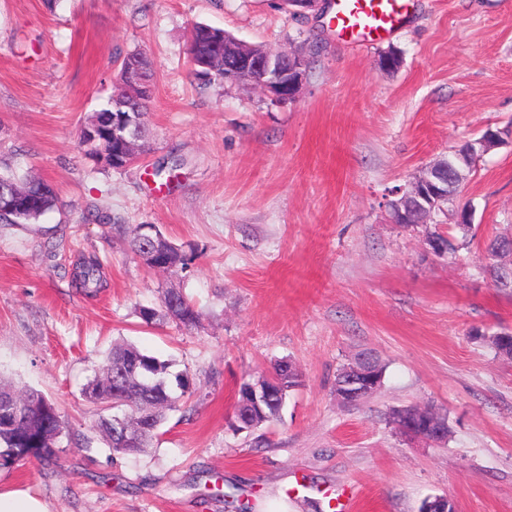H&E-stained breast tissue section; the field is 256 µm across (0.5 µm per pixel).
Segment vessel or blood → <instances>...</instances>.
I'll list each match as a JSON object with an SVG mask.
<instances>
[{
	"label": "vessel or blood",
	"instance_id": "b4317fda",
	"mask_svg": "<svg viewBox=\"0 0 512 512\" xmlns=\"http://www.w3.org/2000/svg\"><path fill=\"white\" fill-rule=\"evenodd\" d=\"M412 7L413 0H336L332 22L342 38L367 45L400 29Z\"/></svg>",
	"mask_w": 512,
	"mask_h": 512
}]
</instances>
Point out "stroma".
Wrapping results in <instances>:
<instances>
[{
	"mask_svg": "<svg viewBox=\"0 0 512 512\" xmlns=\"http://www.w3.org/2000/svg\"><path fill=\"white\" fill-rule=\"evenodd\" d=\"M412 21L368 46L329 19H294L284 0H0V165L50 183L66 207L0 223V381L42 392L67 428L61 468L34 458L0 469L50 512H512V288L488 244L512 239V0H416ZM277 49L317 40L299 96H271L191 72L194 24ZM390 49L394 72L379 68ZM138 50L154 63L145 150L105 169L85 158L81 120ZM501 145L463 186L468 237L444 216L394 224L387 202L427 166L486 130ZM178 160L171 180L155 178ZM109 216V223L98 220ZM153 224L188 257L163 273L129 246ZM454 248L434 254L430 230ZM99 255L104 286L80 294L72 268ZM199 309L197 327L148 325L167 289ZM187 373L193 394L153 448L119 456L82 394L113 343ZM371 357L379 389L358 406L333 389ZM289 360L301 383L279 419L233 427L242 381ZM430 405L448 439L401 435L389 413Z\"/></svg>",
	"mask_w": 512,
	"mask_h": 512,
	"instance_id": "1",
	"label": "stroma"
}]
</instances>
